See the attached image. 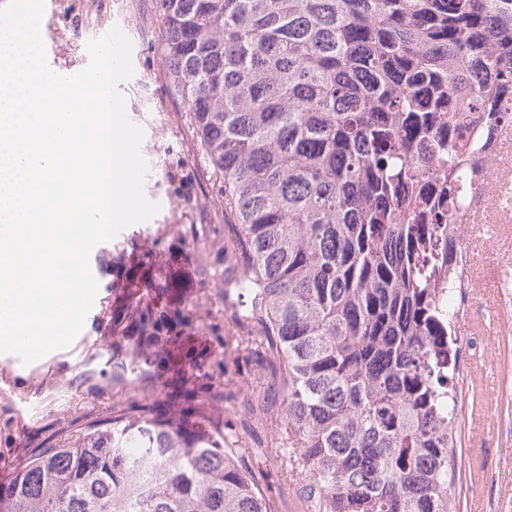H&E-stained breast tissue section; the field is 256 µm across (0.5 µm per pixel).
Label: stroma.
<instances>
[{
    "mask_svg": "<svg viewBox=\"0 0 512 512\" xmlns=\"http://www.w3.org/2000/svg\"><path fill=\"white\" fill-rule=\"evenodd\" d=\"M120 27L132 41L134 74L121 84L129 119L142 127L141 153L147 162L146 196L159 211L141 230L143 245L152 237L170 241L158 254L152 275L173 278L176 297L162 298L169 309L189 317L182 338L192 354V382L175 383L167 364L157 363L151 379L127 388L112 381V348L126 342L113 336L111 322L99 315L111 311L114 282L110 269H122L126 256L92 250L90 267L99 283L94 305L81 332L76 353L59 350L38 363L22 367L7 363L14 385L0 389V478L42 443L62 430H75L90 419L111 417L113 411L156 403L164 409L194 408L190 424L210 427L220 422L229 443L250 449L248 464L278 512H307L295 487L273 452L286 441L288 427L276 409L263 414L236 412L209 401L206 374L248 371L249 353L238 347V328L218 294L222 278L201 282L185 257L182 237L189 225L209 223L217 210L216 188L185 126L183 104L164 80L165 61L158 49L159 29L151 0H46L41 34L51 69L77 73L87 67L86 45L97 29ZM473 258L476 302L469 309V332L477 344L468 356L470 390L457 425L454 512H512V309L501 297L512 280V227L489 225L480 239H467ZM223 326L212 335L209 326Z\"/></svg>",
    "mask_w": 512,
    "mask_h": 512,
    "instance_id": "stroma-1",
    "label": "stroma"
}]
</instances>
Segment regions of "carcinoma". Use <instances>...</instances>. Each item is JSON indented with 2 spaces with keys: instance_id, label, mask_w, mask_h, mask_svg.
<instances>
[{
  "instance_id": "cac0c4a2",
  "label": "carcinoma",
  "mask_w": 512,
  "mask_h": 512,
  "mask_svg": "<svg viewBox=\"0 0 512 512\" xmlns=\"http://www.w3.org/2000/svg\"><path fill=\"white\" fill-rule=\"evenodd\" d=\"M167 85L232 219L224 305L278 384L311 512H452L458 283L467 223L512 105V0H153ZM432 224L420 233L423 216ZM224 225L192 255L202 277ZM157 241L125 242L153 264ZM127 277L112 335L137 379L182 313ZM264 405L244 377L209 386ZM0 512H278L246 451L151 407L56 437L0 482Z\"/></svg>"
}]
</instances>
